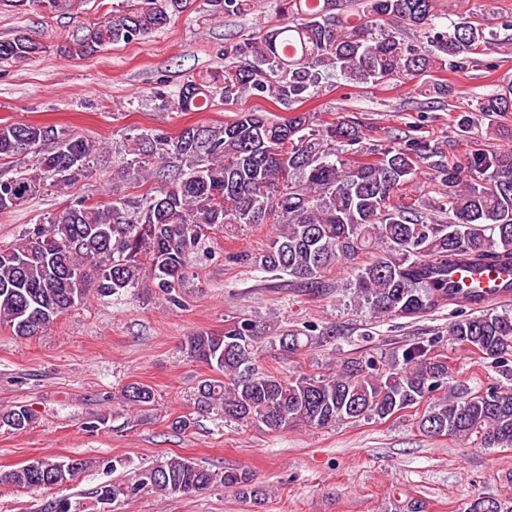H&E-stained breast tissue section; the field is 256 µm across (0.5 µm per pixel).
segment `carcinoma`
<instances>
[{"label": "carcinoma", "instance_id": "obj_1", "mask_svg": "<svg viewBox=\"0 0 512 512\" xmlns=\"http://www.w3.org/2000/svg\"><path fill=\"white\" fill-rule=\"evenodd\" d=\"M226 17L251 10L252 0H206ZM47 13L62 0H0V10L22 14L32 5ZM288 21L235 49L222 76L192 78L172 97H153L168 107L204 112L215 98L234 103L244 96L285 107L303 105L333 78L357 88L435 71H468L472 55L497 40L486 25L461 18L452 31L437 29L438 0H285ZM187 0H125L123 8L88 28L70 51L92 55L105 45L130 43L167 28ZM402 24L418 33L408 41ZM42 51L19 30L0 41V62H20ZM468 111L480 118L512 112V86L478 97ZM476 117V118H478ZM476 118L458 123L469 135ZM369 127L357 117L314 126L311 113L280 117L242 110L224 123L194 124L177 135L147 129L124 135L113 147L122 177L135 184L156 181L148 193L95 201L77 197L68 207L34 224L14 246L0 248V322L20 339L39 336L90 296L122 297L135 288L176 306L188 269L207 250L208 231L277 225L258 253L234 260L267 273H284L312 293L326 287L325 275L341 260L363 258L354 267L350 294L361 307L388 317L415 318L450 304L476 305L461 315L448 340L490 359L512 377V313L483 308L484 295L454 276L480 267L512 264V151L475 149L466 165L451 163L425 140L392 136L383 146L370 142ZM51 141L32 166L0 178V211L27 201L47 187H70L88 178L100 147L53 126L0 125V160L30 145ZM355 147L351 160L336 144ZM428 165L444 187L438 219L427 218L398 191L419 166ZM336 330L312 335L278 330L266 321L239 318L222 333L188 337L190 358L219 373L199 385L200 406L219 407L224 418L245 426L281 431L327 428L361 418L385 419L422 402L418 421L429 437L451 435L481 448L512 447V387L492 385L454 399L438 394L448 384V361L432 354L434 342L406 345L389 361L352 357L330 373H294L286 378L255 367L264 340L295 354ZM122 402L145 406L152 388L131 383ZM35 414L18 405L0 422L22 431ZM94 465L82 457L39 456L0 470V485L40 492L65 489ZM215 481L207 467L168 456L123 481L96 488L92 512H112L138 495H190ZM223 484L255 497L252 475L225 472ZM512 512V495L478 499L469 512Z\"/></svg>", "mask_w": 512, "mask_h": 512}]
</instances>
